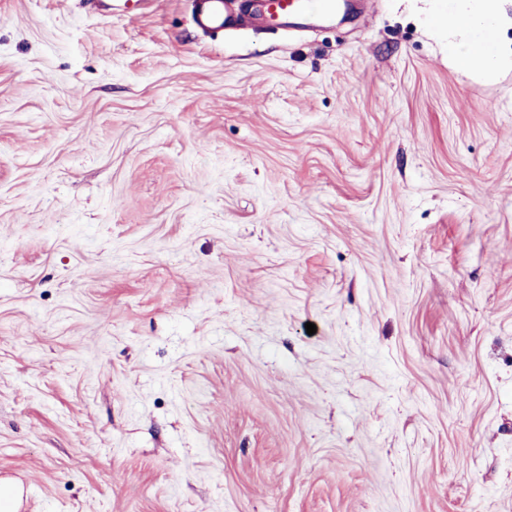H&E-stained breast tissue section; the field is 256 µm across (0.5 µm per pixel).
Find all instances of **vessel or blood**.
Masks as SVG:
<instances>
[{
  "mask_svg": "<svg viewBox=\"0 0 512 512\" xmlns=\"http://www.w3.org/2000/svg\"><path fill=\"white\" fill-rule=\"evenodd\" d=\"M194 26L217 33L244 23L287 25L297 16L323 18L336 10L335 0H190Z\"/></svg>",
  "mask_w": 512,
  "mask_h": 512,
  "instance_id": "vessel-or-blood-1",
  "label": "vessel or blood"
}]
</instances>
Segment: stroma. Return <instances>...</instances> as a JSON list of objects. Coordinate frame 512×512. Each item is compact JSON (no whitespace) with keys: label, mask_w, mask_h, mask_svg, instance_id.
I'll return each mask as SVG.
<instances>
[{"label":"stroma","mask_w":512,"mask_h":512,"mask_svg":"<svg viewBox=\"0 0 512 512\" xmlns=\"http://www.w3.org/2000/svg\"><path fill=\"white\" fill-rule=\"evenodd\" d=\"M447 12L0 0V482L512 512V63L457 66ZM335 0H190L194 26L206 33L248 23L288 26V19L304 16L323 18L336 12ZM236 5V6H235Z\"/></svg>","instance_id":"obj_1"}]
</instances>
